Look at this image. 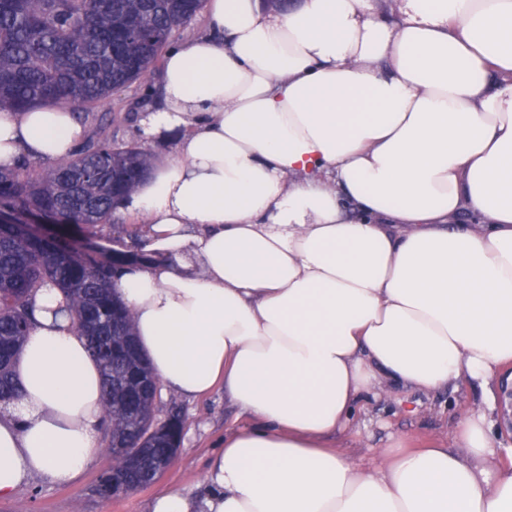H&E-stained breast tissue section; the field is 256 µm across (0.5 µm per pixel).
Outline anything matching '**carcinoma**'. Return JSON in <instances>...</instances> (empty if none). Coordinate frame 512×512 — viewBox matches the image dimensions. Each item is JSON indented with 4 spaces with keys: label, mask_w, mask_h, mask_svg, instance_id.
<instances>
[{
    "label": "carcinoma",
    "mask_w": 512,
    "mask_h": 512,
    "mask_svg": "<svg viewBox=\"0 0 512 512\" xmlns=\"http://www.w3.org/2000/svg\"><path fill=\"white\" fill-rule=\"evenodd\" d=\"M202 0H0V109H33L52 103L93 110L112 93L158 69L173 34L187 27ZM97 138L67 159L38 169L27 156L0 172V203L43 213L54 224L90 233L114 227L115 200L129 195L152 171L154 155L112 130L133 120L107 110ZM128 261L105 248L79 252L69 243L30 238L0 225V405L15 401L13 362L32 325V297L52 285L66 296L69 315L87 336L88 349L104 372L107 447L112 468L100 478L112 497V471L124 467L121 451L151 426L154 405L144 392L128 391L151 373L136 344L132 318L112 292ZM149 459L173 462L168 442L146 444Z\"/></svg>",
    "instance_id": "cac0c4a2"
}]
</instances>
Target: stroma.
<instances>
[{"label": "stroma", "instance_id": "stroma-1", "mask_svg": "<svg viewBox=\"0 0 512 512\" xmlns=\"http://www.w3.org/2000/svg\"><path fill=\"white\" fill-rule=\"evenodd\" d=\"M158 73L136 81L112 95V101L136 112L137 119L123 132L124 139L141 142L158 156L177 155V138H145L139 117L158 104V97H146V88H157ZM480 386L463 384L459 392L424 393L400 389L384 401L372 404L363 418L359 435L352 440L336 436L331 444L337 451L353 454L362 463L376 461L381 448L391 438H404L413 448H438L451 436L456 418L482 404ZM180 410L185 432L174 463L149 486L125 496L105 500L95 497L92 488L98 476L112 465L111 452H104L72 485L59 486L40 478L19 488L11 497L0 498V512H152L153 501L164 491H195L210 457L224 445V430L235 423L237 410L223 391L193 399L169 389H161L157 402L158 418L171 409Z\"/></svg>", "mask_w": 512, "mask_h": 512}]
</instances>
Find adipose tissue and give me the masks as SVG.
Instances as JSON below:
<instances>
[{"label": "adipose tissue", "instance_id": "ef3b65f1", "mask_svg": "<svg viewBox=\"0 0 512 512\" xmlns=\"http://www.w3.org/2000/svg\"><path fill=\"white\" fill-rule=\"evenodd\" d=\"M148 136L176 158L125 200L163 261L116 290L157 379L250 418L198 492L152 512H512L490 393L512 363V0H205ZM68 108L0 110V167L71 155ZM469 223H461V216ZM61 292L35 297L0 415V498L102 452V372ZM487 389L452 444L326 447L397 387Z\"/></svg>", "mask_w": 512, "mask_h": 512}]
</instances>
